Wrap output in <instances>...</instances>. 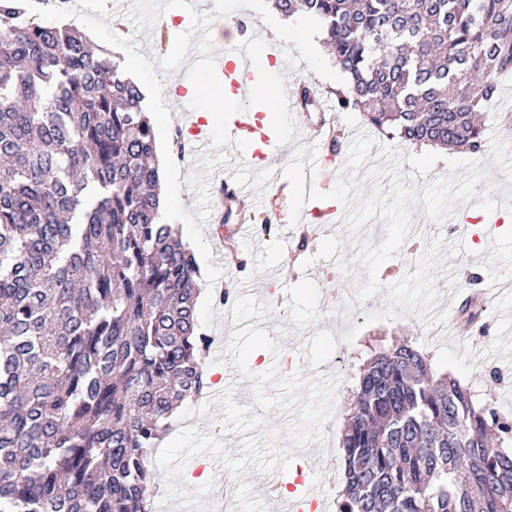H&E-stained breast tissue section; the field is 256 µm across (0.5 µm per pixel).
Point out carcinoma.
<instances>
[{"mask_svg": "<svg viewBox=\"0 0 512 512\" xmlns=\"http://www.w3.org/2000/svg\"><path fill=\"white\" fill-rule=\"evenodd\" d=\"M315 18L338 112L406 143L485 146L512 0H272ZM140 86L34 0H0V512H151L147 466L207 388L199 263L158 212ZM337 512H512V420L404 344L373 355Z\"/></svg>", "mask_w": 512, "mask_h": 512, "instance_id": "cac0c4a2", "label": "carcinoma"}]
</instances>
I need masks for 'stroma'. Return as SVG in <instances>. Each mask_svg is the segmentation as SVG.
I'll list each match as a JSON object with an SVG mask.
<instances>
[{
  "label": "stroma",
  "mask_w": 512,
  "mask_h": 512,
  "mask_svg": "<svg viewBox=\"0 0 512 512\" xmlns=\"http://www.w3.org/2000/svg\"><path fill=\"white\" fill-rule=\"evenodd\" d=\"M122 12H114L108 0H82L86 15L74 22L75 30L99 48L120 55L128 74L142 87L150 112H164L168 124L156 125V150L165 157L163 192L182 200L175 220L184 236L199 241L203 249L197 254L207 276L201 279L202 294L197 316L204 334L224 329V314L215 304V288L228 286L236 295L235 321L240 326L254 325L282 342L280 356L264 354L263 368L277 367L280 376L299 373L309 379L336 384L334 411L329 421L333 443H340L350 409V391L355 386L360 368L373 354L402 344H411L430 355L435 369L469 387L477 405L493 402L503 411H512V386H504L490 377L492 369L512 367V294H502L508 275L503 263L512 258V223H505L500 211L486 212L470 207L474 223L458 226L447 220L436 224L426 219L423 206H416L412 218L416 230L410 233L398 254L381 265L378 280L390 286L408 273L424 254L427 234H443L445 242L433 275L441 302L452 299L481 301L486 311L482 319L470 322L471 337L460 341L455 329L441 330L437 316L403 315L393 319L366 322L363 312L349 303L353 295L352 279L346 278L335 261L337 257L352 259L356 250L349 243L345 225L321 222L301 213L299 222L291 220V185L282 180L280 189L269 187L267 173L254 169L248 159L235 154L220 159L230 167L236 179L248 182L251 198L235 197L233 209L243 211L251 224L271 219L272 231L253 241L236 242L250 263L249 274L227 279L224 274V251L218 246L216 214L208 207L209 186L189 160L179 158L171 139L172 128L185 123L195 113L207 108L205 99L187 94L186 89L208 83L217 87L224 81L214 75L208 65L209 52L194 41L193 11L180 8L179 25H158L170 0H124ZM218 13H232L245 21L257 22L258 37L266 42H279L277 32L292 26L291 43L280 44L279 68L273 81L300 90L313 87L325 99L334 98L336 62L329 52L319 54L317 65H310L311 42H323L322 25L312 19L286 23L272 7L270 0H215ZM177 82L176 98H169L167 85ZM512 104V74L500 80L499 93L485 113L486 147L478 153L482 166L499 186L492 199L501 192L512 191V152H507L504 139L508 134L498 115L501 107ZM331 138L320 150L332 159V173L326 190H333L346 175L347 157L352 138L358 132L375 137L372 153H379L388 138L373 129L357 112H335L328 115ZM355 330L353 340H344L348 330ZM192 420L177 419L176 429L193 423L204 434L220 433L226 450L239 457L242 434L221 432L223 412L220 405H206L204 399L189 401Z\"/></svg>",
  "instance_id": "1"
}]
</instances>
